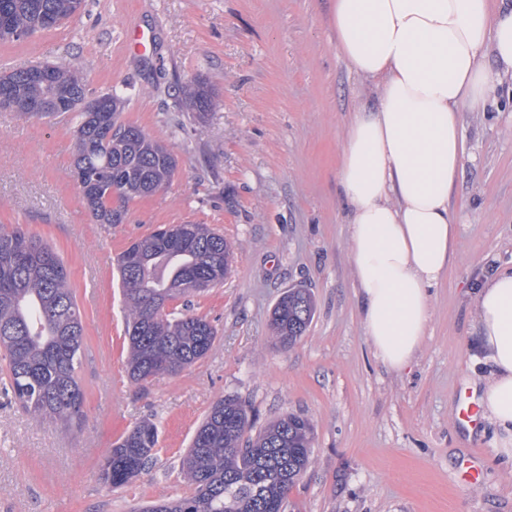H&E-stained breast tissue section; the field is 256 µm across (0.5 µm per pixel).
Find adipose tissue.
Instances as JSON below:
<instances>
[{
	"label": "adipose tissue",
	"instance_id": "ef3b65f1",
	"mask_svg": "<svg viewBox=\"0 0 512 512\" xmlns=\"http://www.w3.org/2000/svg\"><path fill=\"white\" fill-rule=\"evenodd\" d=\"M336 45L375 83L376 108L356 112L340 185L366 334L394 370L416 356L430 291L455 256L451 195L463 168L459 114L492 92L493 51L512 73V5L490 0H334ZM479 352L490 368L479 401L512 462V272L476 289Z\"/></svg>",
	"mask_w": 512,
	"mask_h": 512
}]
</instances>
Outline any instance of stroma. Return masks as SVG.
I'll list each match as a JSON object with an SVG mask.
<instances>
[{"instance_id": "35a3bbf8", "label": "stroma", "mask_w": 512, "mask_h": 512, "mask_svg": "<svg viewBox=\"0 0 512 512\" xmlns=\"http://www.w3.org/2000/svg\"><path fill=\"white\" fill-rule=\"evenodd\" d=\"M333 0H85L60 26L0 41L11 67L69 62L89 97L121 90L124 121L163 142L178 165L170 185L133 200L120 224H100L70 174L74 113L25 118L0 107V230L20 228L62 256L84 316L79 372L86 419L62 432L0 394V512H132L190 488L181 457L219 400L246 405L253 430L295 413L314 427L310 465L285 512H512V463L495 431L459 429L460 387L477 354L475 289L512 270V77L459 119L466 141L452 195L457 255L431 291L427 334L412 365L385 367L361 319L350 206L339 183L346 132L374 83L336 49ZM151 34L150 53L127 52V28ZM204 79L213 107L194 112L181 87ZM206 224L234 251L224 281L193 297L217 337L175 375L141 385L125 373L119 255L162 224ZM294 287L316 312L293 347L269 329ZM159 430L146 470L114 489L100 464L137 422ZM482 461L480 481L458 465Z\"/></svg>"}]
</instances>
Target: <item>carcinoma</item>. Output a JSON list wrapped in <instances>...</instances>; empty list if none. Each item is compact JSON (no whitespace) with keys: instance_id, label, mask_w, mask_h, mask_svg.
Masks as SVG:
<instances>
[{"instance_id":"obj_1","label":"carcinoma","mask_w":512,"mask_h":512,"mask_svg":"<svg viewBox=\"0 0 512 512\" xmlns=\"http://www.w3.org/2000/svg\"><path fill=\"white\" fill-rule=\"evenodd\" d=\"M83 0H0V39L18 41L71 18ZM27 70L0 75V106L24 117L40 113L20 105L59 98L76 112V148L71 175L101 224H121L127 204L152 196L171 182L177 160L167 147L140 127L121 120L124 98L92 107L77 68L49 66L44 81ZM182 100L196 112L213 106L206 82L190 79ZM232 245L207 224H165L132 243L119 257L128 347L126 373L142 384L177 374L207 355L217 331L204 317L168 310L179 299L174 289L186 280L214 285L224 281ZM315 312L305 288H291L271 312L270 325L283 347L304 335ZM85 327L68 269L42 239L20 228L0 232V350L7 359L5 389L31 417L64 430L77 429L84 417V392L78 381ZM237 400L216 402L197 427L181 470L193 492L140 512H284L290 491L310 463L313 427L287 415L256 435ZM158 428L134 425L110 449L101 478L114 488L127 485L155 457Z\"/></svg>"}]
</instances>
